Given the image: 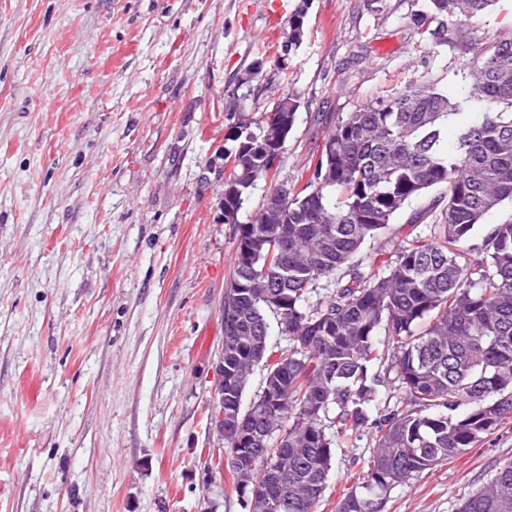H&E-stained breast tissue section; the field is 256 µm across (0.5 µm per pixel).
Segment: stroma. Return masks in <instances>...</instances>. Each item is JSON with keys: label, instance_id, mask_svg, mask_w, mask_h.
<instances>
[{"label": "stroma", "instance_id": "1", "mask_svg": "<svg viewBox=\"0 0 512 512\" xmlns=\"http://www.w3.org/2000/svg\"><path fill=\"white\" fill-rule=\"evenodd\" d=\"M426 4L0 0V512H244L205 455L235 257L219 209L229 115L256 122L296 95L291 176L322 143L319 113L425 73L468 100L470 58L420 34ZM511 14L494 0L461 34L492 45ZM427 206L397 214L389 247L428 232ZM373 446L337 440L318 512H336ZM509 461L512 423L386 510L456 512Z\"/></svg>", "mask_w": 512, "mask_h": 512}]
</instances>
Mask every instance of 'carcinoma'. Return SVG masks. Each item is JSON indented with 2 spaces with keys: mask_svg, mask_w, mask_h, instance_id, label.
<instances>
[{
  "mask_svg": "<svg viewBox=\"0 0 512 512\" xmlns=\"http://www.w3.org/2000/svg\"><path fill=\"white\" fill-rule=\"evenodd\" d=\"M494 0H431L450 22L480 17ZM470 99L512 107V34L476 51ZM458 101L422 76L353 112H329L321 153L290 178L288 222L264 211L235 225L239 240L224 319V447L245 509L316 512L340 437L370 430L374 454L337 512H385L390 491L447 464L512 421V222L484 237L483 257L463 244L482 217L512 200V111L466 117ZM456 122V145L445 131ZM256 151L235 167L247 197L270 168ZM440 186L429 234L375 266L353 271L328 300L309 305L321 279L354 266L363 245L406 205ZM288 337L269 343L270 321ZM384 338H379V333ZM266 375L248 410L250 377ZM278 391L271 401L267 390ZM386 398L385 409L378 402ZM286 436L275 442L281 432ZM265 449L238 463L240 435ZM457 512H512V462L463 499Z\"/></svg>",
  "mask_w": 512,
  "mask_h": 512,
  "instance_id": "1",
  "label": "carcinoma"
}]
</instances>
